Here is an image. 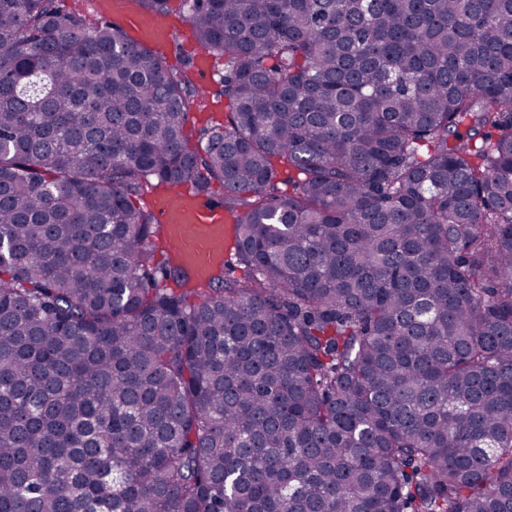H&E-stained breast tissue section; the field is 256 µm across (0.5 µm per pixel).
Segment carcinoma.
<instances>
[{
	"mask_svg": "<svg viewBox=\"0 0 512 512\" xmlns=\"http://www.w3.org/2000/svg\"><path fill=\"white\" fill-rule=\"evenodd\" d=\"M180 8L193 144L191 66L0 0V512H512V0ZM154 183L248 279L155 265ZM176 19L175 30L179 33V40L170 42L168 47L163 50V54L166 56L167 61L170 65L180 66L183 63L190 62L193 65L194 77L198 84L206 83L212 90V98L209 100L216 101L217 98L214 95L217 90L221 88L220 81L224 75V62L222 60L210 56L211 61V73L204 77L200 74L195 67V58L197 53L201 50L194 40L191 29L184 18L178 13L171 14ZM214 95V96H213Z\"/></svg>",
	"mask_w": 512,
	"mask_h": 512,
	"instance_id": "carcinoma-1",
	"label": "carcinoma"
}]
</instances>
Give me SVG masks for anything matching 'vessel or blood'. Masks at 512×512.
I'll list each match as a JSON object with an SVG mask.
<instances>
[{
    "label": "vessel or blood",
    "instance_id": "1",
    "mask_svg": "<svg viewBox=\"0 0 512 512\" xmlns=\"http://www.w3.org/2000/svg\"><path fill=\"white\" fill-rule=\"evenodd\" d=\"M154 206L161 239L192 280L206 278L224 264L228 217L223 205L202 202L191 187L181 186L158 194Z\"/></svg>",
    "mask_w": 512,
    "mask_h": 512
}]
</instances>
